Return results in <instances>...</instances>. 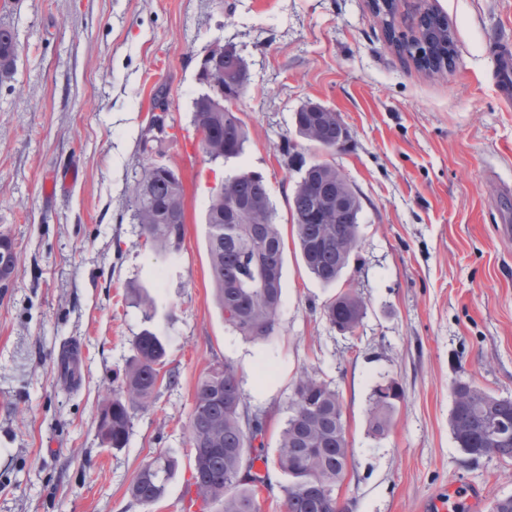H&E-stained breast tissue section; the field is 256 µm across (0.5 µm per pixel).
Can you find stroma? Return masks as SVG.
<instances>
[{"instance_id":"1","label":"stroma","mask_w":512,"mask_h":512,"mask_svg":"<svg viewBox=\"0 0 512 512\" xmlns=\"http://www.w3.org/2000/svg\"><path fill=\"white\" fill-rule=\"evenodd\" d=\"M437 6L457 56L430 74L389 46L367 0H0V27L19 45L0 77V235L18 257L0 288V512H184L195 388L227 360L248 410L266 416L270 451L300 372L332 381L351 448L339 490L350 512H422L459 481L489 503L512 495V462L471 458L448 424L456 380L512 398V238L501 233L512 225V0ZM218 42L249 66L238 102L249 140L213 164L192 101ZM162 85L174 127L160 149L186 193L185 237L170 253L144 247L132 221L140 139ZM309 100L337 112L349 138L302 154L335 165L362 205L359 247L329 286L300 258L288 204L300 174L280 154ZM70 165L77 180L45 197V178ZM242 170L264 176L284 239L276 331L261 343L225 325L207 254L213 186ZM137 286L155 298L152 318L125 301ZM347 288L366 302L352 336L323 314ZM148 327L167 338L180 383L136 415L125 448L102 447L99 403ZM74 341L84 351L72 381L55 354ZM388 379L403 399L375 438L370 397ZM160 452L179 469L146 508L127 489Z\"/></svg>"}]
</instances>
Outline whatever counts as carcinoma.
<instances>
[{"label":"carcinoma","instance_id":"carcinoma-1","mask_svg":"<svg viewBox=\"0 0 512 512\" xmlns=\"http://www.w3.org/2000/svg\"><path fill=\"white\" fill-rule=\"evenodd\" d=\"M417 15L429 47L399 33L393 21L384 27L388 41L420 69L426 67L433 73L452 69L451 29L438 24L428 4L420 5ZM241 62L240 55L227 54L220 65L205 69L203 77L211 92L192 102L195 129L215 137L209 154L217 159L239 156L249 140L238 110L226 104L227 98L242 95L233 84ZM308 107L306 102L294 113L296 134L320 151L343 147L336 118L329 114L316 117ZM281 154L285 165L295 164L304 172L290 200L301 258L316 280L334 284L357 248L361 203L335 167L325 161L306 164L292 140L285 139ZM324 195L337 196L340 203L327 207L322 203ZM183 196V182L170 180L159 161L143 166L132 198L144 244L159 252L180 249L186 221ZM233 204L240 207L238 223L226 224L224 212ZM205 224L214 297L224 322L253 342L267 341L275 333L282 300L284 240L264 177L253 171L224 177L222 194L209 201ZM365 310L362 296L352 288L324 306L328 323L351 335ZM133 349L134 355L116 378L117 385L98 407L97 435L106 448L125 447L136 414L153 406L161 385L178 382L177 370L167 368L165 340L155 331L143 330L135 337ZM402 397L393 380L374 389L368 413L373 436L383 437L389 431ZM244 404L240 371L234 363H217L199 380L187 423L193 449L189 485L196 498L203 503L222 502L224 512H262L261 495L271 488L273 467L288 476V485L283 487L285 512H348L336 490L344 480L351 451L343 402L332 382L316 372L300 373L272 457L265 450V418L249 419L242 411ZM495 424L512 429V398L496 397L470 382H454L449 426L461 450L471 457L512 460V433L489 437ZM258 461L264 467L262 473L255 471ZM178 468L177 458L157 454L137 472L128 488L130 497L144 507L157 503Z\"/></svg>","mask_w":512,"mask_h":512}]
</instances>
